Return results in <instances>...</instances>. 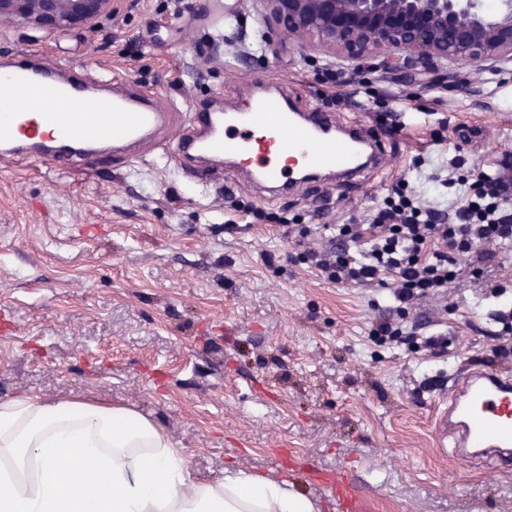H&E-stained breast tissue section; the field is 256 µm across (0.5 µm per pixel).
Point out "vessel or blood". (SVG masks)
<instances>
[{
    "label": "vessel or blood",
    "instance_id": "1",
    "mask_svg": "<svg viewBox=\"0 0 512 512\" xmlns=\"http://www.w3.org/2000/svg\"><path fill=\"white\" fill-rule=\"evenodd\" d=\"M20 88L51 100L53 109L0 114V150L20 153L32 143L45 161L62 160V152L55 148L61 141L77 144L87 154L120 149L149 135L165 118L145 92L135 98L102 100L100 111L93 112L89 109L93 98L84 84L59 83L51 71L19 62L0 67V100ZM361 151L378 165L385 159L386 143L361 124L341 123L335 113L298 112L286 95L270 94L234 112L193 113L171 157L182 163L196 152L211 165L227 162L263 184L280 188L298 182L306 171L355 173ZM434 424L450 456L458 461L479 454L511 462L512 374L460 370L435 405ZM323 484L344 512H356L358 498L346 478L327 475Z\"/></svg>",
    "mask_w": 512,
    "mask_h": 512
}]
</instances>
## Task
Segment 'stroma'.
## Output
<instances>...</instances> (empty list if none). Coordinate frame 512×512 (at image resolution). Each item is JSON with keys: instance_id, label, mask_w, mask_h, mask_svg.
<instances>
[{"instance_id": "stroma-1", "label": "stroma", "mask_w": 512, "mask_h": 512, "mask_svg": "<svg viewBox=\"0 0 512 512\" xmlns=\"http://www.w3.org/2000/svg\"><path fill=\"white\" fill-rule=\"evenodd\" d=\"M256 0H112L99 29L42 33L0 24V60L63 81L153 90L169 122L121 158L62 165L0 155V400L21 394L133 407L183 448L195 477L228 466L289 478L322 512L341 506L309 475H350L359 512H512V470L445 454L432 416L449 376L512 369L493 312L512 305V247L458 259L447 293L408 323L444 336L440 356L379 345L389 289L331 284L298 259L328 224H366L399 181L433 201L452 162L490 171L512 157V71L478 72L466 91L431 74L347 70L268 39ZM301 112L325 106L387 142L381 168L321 179L285 196L249 174L176 171L174 143L193 110L222 111L264 82ZM306 225L284 236L252 210ZM483 267L507 288L487 296Z\"/></svg>"}]
</instances>
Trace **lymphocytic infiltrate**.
Instances as JSON below:
<instances>
[{
    "label": "lymphocytic infiltrate",
    "instance_id": "obj_1",
    "mask_svg": "<svg viewBox=\"0 0 512 512\" xmlns=\"http://www.w3.org/2000/svg\"><path fill=\"white\" fill-rule=\"evenodd\" d=\"M440 184L460 185L463 206H423L399 183L370 223L337 225L324 250L308 253L324 280L392 288L397 316L373 323L370 337L376 343L401 342L400 321L409 306L446 291L458 277L459 256L512 244V186L504 179L482 172L473 180L461 175Z\"/></svg>",
    "mask_w": 512,
    "mask_h": 512
}]
</instances>
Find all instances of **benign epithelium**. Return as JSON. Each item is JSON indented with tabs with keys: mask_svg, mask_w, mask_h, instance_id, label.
Here are the masks:
<instances>
[{
	"mask_svg": "<svg viewBox=\"0 0 512 512\" xmlns=\"http://www.w3.org/2000/svg\"><path fill=\"white\" fill-rule=\"evenodd\" d=\"M265 27L349 68L429 72L469 88L471 72L512 65V0H258ZM112 0H0V23L92 29Z\"/></svg>",
	"mask_w": 512,
	"mask_h": 512,
	"instance_id": "obj_1",
	"label": "benign epithelium"
}]
</instances>
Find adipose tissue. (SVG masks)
<instances>
[{
  "mask_svg": "<svg viewBox=\"0 0 512 512\" xmlns=\"http://www.w3.org/2000/svg\"><path fill=\"white\" fill-rule=\"evenodd\" d=\"M0 512H321L285 479L228 468L194 478L182 449L133 408L0 401Z\"/></svg>",
  "mask_w": 512,
  "mask_h": 512,
  "instance_id": "ef3b65f1",
  "label": "adipose tissue"
}]
</instances>
